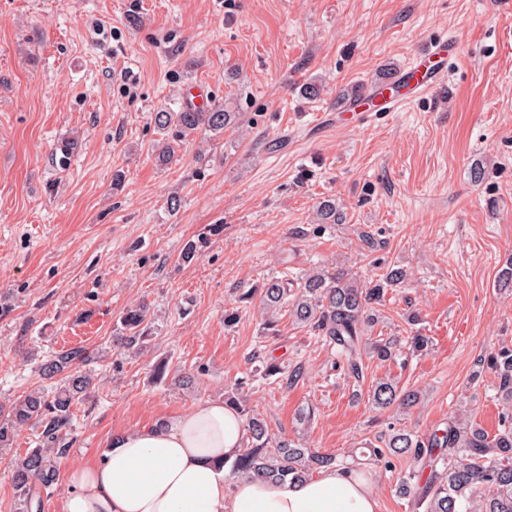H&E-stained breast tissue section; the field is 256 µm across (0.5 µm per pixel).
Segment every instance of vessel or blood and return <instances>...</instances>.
I'll return each mask as SVG.
<instances>
[{
	"label": "vessel or blood",
	"mask_w": 512,
	"mask_h": 512,
	"mask_svg": "<svg viewBox=\"0 0 512 512\" xmlns=\"http://www.w3.org/2000/svg\"><path fill=\"white\" fill-rule=\"evenodd\" d=\"M459 51L457 37L438 38L416 55L408 69L399 71L391 80L375 84L361 95L339 101L336 109L359 115L398 111L406 103L445 83Z\"/></svg>",
	"instance_id": "vessel-or-blood-1"
}]
</instances>
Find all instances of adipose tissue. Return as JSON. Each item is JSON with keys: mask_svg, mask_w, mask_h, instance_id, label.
<instances>
[{"mask_svg": "<svg viewBox=\"0 0 512 512\" xmlns=\"http://www.w3.org/2000/svg\"><path fill=\"white\" fill-rule=\"evenodd\" d=\"M247 443L223 400L114 435L92 464L71 469L62 512H380L356 470L322 469L303 481L231 474Z\"/></svg>", "mask_w": 512, "mask_h": 512, "instance_id": "1", "label": "adipose tissue"}]
</instances>
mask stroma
<instances>
[{"label": "stroma", "mask_w": 512, "mask_h": 512, "mask_svg": "<svg viewBox=\"0 0 512 512\" xmlns=\"http://www.w3.org/2000/svg\"><path fill=\"white\" fill-rule=\"evenodd\" d=\"M448 34L460 53L445 85L366 124L337 111ZM308 82L319 97L301 96ZM195 85L239 123L198 128L158 165L154 115L188 107ZM325 198L347 219L320 231ZM362 228L384 248L361 255ZM510 262L512 0H0V407L50 389L38 366L64 347L85 348L96 380L43 512H61L69 470L113 434L223 398L267 357L303 377L256 379L249 407L341 461L392 426L424 439L462 418L497 433L498 380L479 362L512 346V291L497 286ZM317 263L408 273L370 332L395 356L367 359L363 383L313 333L285 317L266 335L259 306L238 301ZM139 303L153 338L131 353L113 338ZM413 310L433 342L421 355L406 344ZM161 360L170 378L156 384ZM183 373L192 387L174 384ZM384 377L419 404L373 408ZM36 440L25 427L0 450V512H15L13 465ZM416 468L399 457L360 474L381 512H416L397 492Z\"/></svg>", "instance_id": "1"}]
</instances>
